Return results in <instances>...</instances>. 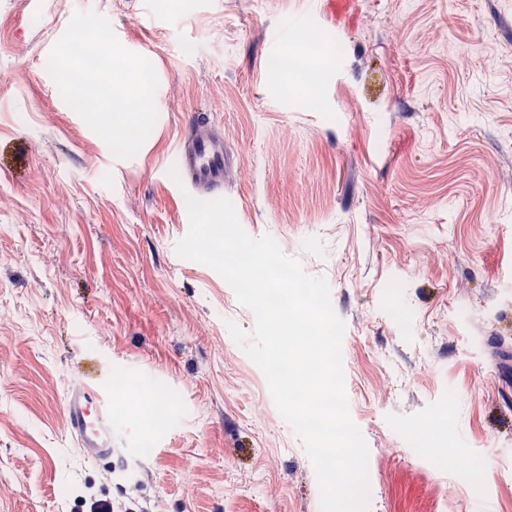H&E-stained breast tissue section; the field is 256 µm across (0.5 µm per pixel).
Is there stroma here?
Here are the masks:
<instances>
[{
	"label": "stroma",
	"mask_w": 512,
	"mask_h": 512,
	"mask_svg": "<svg viewBox=\"0 0 512 512\" xmlns=\"http://www.w3.org/2000/svg\"><path fill=\"white\" fill-rule=\"evenodd\" d=\"M92 8L158 78L129 159L46 69L79 0H0V512H135L134 483L150 512H318L305 443L227 327L252 312L175 252L189 215L166 165L200 113L241 227L324 279L345 323L366 512H512V0ZM302 19L329 50L300 77L268 36ZM88 380L113 471L67 430Z\"/></svg>",
	"instance_id": "35a3bbf8"
}]
</instances>
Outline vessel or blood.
<instances>
[{"instance_id": "b4317fda", "label": "vessel or blood", "mask_w": 512, "mask_h": 512, "mask_svg": "<svg viewBox=\"0 0 512 512\" xmlns=\"http://www.w3.org/2000/svg\"><path fill=\"white\" fill-rule=\"evenodd\" d=\"M170 164L176 167L184 189L197 199L223 196L224 134L212 118L199 116L188 122ZM64 414L68 432L84 457L96 463H111L112 423L99 389L88 383L75 385L66 396Z\"/></svg>"}]
</instances>
